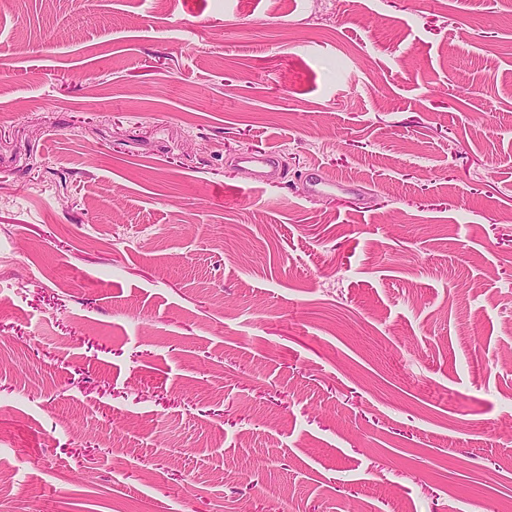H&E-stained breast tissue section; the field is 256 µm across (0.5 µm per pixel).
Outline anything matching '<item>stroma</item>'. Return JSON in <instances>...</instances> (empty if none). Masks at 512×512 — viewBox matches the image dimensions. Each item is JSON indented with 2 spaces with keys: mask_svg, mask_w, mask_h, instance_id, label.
<instances>
[{
  "mask_svg": "<svg viewBox=\"0 0 512 512\" xmlns=\"http://www.w3.org/2000/svg\"><path fill=\"white\" fill-rule=\"evenodd\" d=\"M1 70L0 512L512 503V0H0ZM272 152L266 150L255 151L245 158L243 162L251 165L253 168L254 182L257 184H265L271 177L272 172L266 171L267 167L272 166Z\"/></svg>",
  "mask_w": 512,
  "mask_h": 512,
  "instance_id": "stroma-1",
  "label": "stroma"
}]
</instances>
